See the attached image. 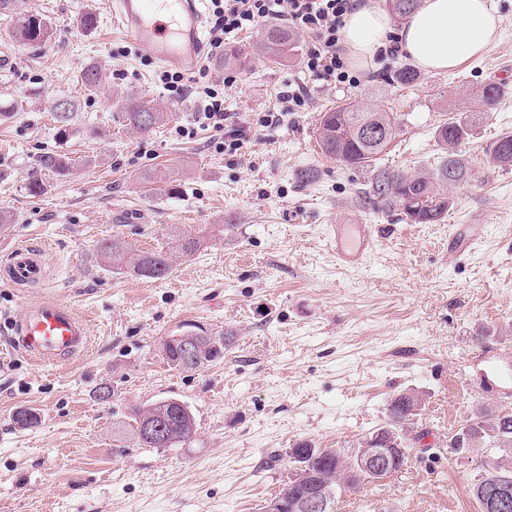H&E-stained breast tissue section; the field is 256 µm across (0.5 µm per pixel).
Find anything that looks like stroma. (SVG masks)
I'll return each mask as SVG.
<instances>
[{
  "label": "stroma",
  "instance_id": "35a3bbf8",
  "mask_svg": "<svg viewBox=\"0 0 512 512\" xmlns=\"http://www.w3.org/2000/svg\"><path fill=\"white\" fill-rule=\"evenodd\" d=\"M501 36L449 72H419L393 83L407 64L396 54L352 68L359 87L312 88L296 112L252 138L244 152L216 150L211 131L183 138L178 126L197 111L155 80L161 67L128 45L107 0H13L0 10V98L21 108L0 122V266L14 244L39 245L48 275L15 288L0 281V512H262L288 480V451L354 448L385 425L399 393L422 396L419 427L429 429L406 467L383 482L343 493L338 512H478L470 478L482 460L448 453V432L478 412L512 411V167H493L489 149L512 134V92L474 126L460 147L467 183L449 187L452 205L437 224L410 223L400 209L363 203L370 170L322 155L321 112L352 99L394 113L398 131L377 167L434 170L442 154L434 132L497 73H512V0H494ZM41 14L46 42L11 36L18 16ZM93 13L97 24L80 20ZM252 30L229 36L241 62L207 57L211 79L233 71L224 94L229 125L247 130L278 112L283 85L303 77L308 48L295 34L289 62H267ZM97 63L102 80L85 91L81 68ZM167 113L148 135L120 119L125 95ZM73 99L76 135L55 138L58 100ZM58 148L73 174L26 190L37 156ZM309 169L310 181L298 174ZM378 228L364 265L337 266L331 225L357 219ZM481 227L472 247L461 225ZM200 236L168 278L116 273L96 248L120 236L147 250L168 230ZM44 297L71 305L91 326L87 351L61 366H38L17 346L14 324ZM194 323L224 334L220 360L197 370L167 364L164 340ZM164 398L188 405L196 420L180 448H144L130 427L134 407ZM35 411L24 427L17 411Z\"/></svg>",
  "mask_w": 512,
  "mask_h": 512
}]
</instances>
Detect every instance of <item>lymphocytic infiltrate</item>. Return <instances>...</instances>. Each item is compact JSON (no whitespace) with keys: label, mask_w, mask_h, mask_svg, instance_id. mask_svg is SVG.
Returning <instances> with one entry per match:
<instances>
[{"label":"lymphocytic infiltrate","mask_w":512,"mask_h":512,"mask_svg":"<svg viewBox=\"0 0 512 512\" xmlns=\"http://www.w3.org/2000/svg\"><path fill=\"white\" fill-rule=\"evenodd\" d=\"M213 26L210 46L212 52L222 51L226 36L249 31L261 22L277 18L289 28L306 34L310 43L303 61L309 78L324 86L344 83L357 86L341 56L340 39L344 18L356 5V0H211ZM163 89L174 100L196 98L200 105L194 114V123L178 127L181 136H190L195 126L215 131V147L227 155L239 154L245 144V135L237 129H226L229 115L224 110V98L214 86L189 85L184 75L165 71L159 76Z\"/></svg>","instance_id":"f902f5d3"}]
</instances>
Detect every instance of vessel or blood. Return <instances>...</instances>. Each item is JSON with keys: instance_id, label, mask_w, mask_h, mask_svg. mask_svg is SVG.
I'll return each instance as SVG.
<instances>
[{"instance_id": "b4317fda", "label": "vessel or blood", "mask_w": 512, "mask_h": 512, "mask_svg": "<svg viewBox=\"0 0 512 512\" xmlns=\"http://www.w3.org/2000/svg\"><path fill=\"white\" fill-rule=\"evenodd\" d=\"M204 0H111L112 20L134 45L148 48L153 60L182 73L204 62ZM330 242L337 262L362 266L378 242L375 225L364 222L332 225ZM8 284L20 288L41 282L45 269L40 248L17 245L8 252ZM18 343L32 360L58 365L82 353L87 344L86 320L70 305L45 299L17 321Z\"/></svg>"}]
</instances>
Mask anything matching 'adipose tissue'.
<instances>
[{
	"instance_id": "ef3b65f1",
	"label": "adipose tissue",
	"mask_w": 512,
	"mask_h": 512,
	"mask_svg": "<svg viewBox=\"0 0 512 512\" xmlns=\"http://www.w3.org/2000/svg\"><path fill=\"white\" fill-rule=\"evenodd\" d=\"M493 0H423L401 24L377 8L356 6L345 18L343 41L356 61L374 65L390 46L429 74L453 70L499 37Z\"/></svg>"
}]
</instances>
